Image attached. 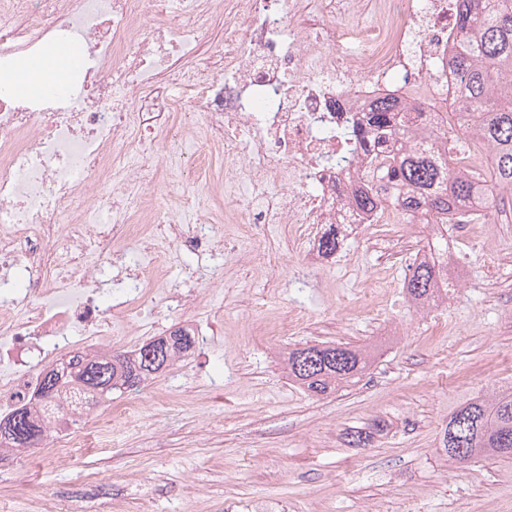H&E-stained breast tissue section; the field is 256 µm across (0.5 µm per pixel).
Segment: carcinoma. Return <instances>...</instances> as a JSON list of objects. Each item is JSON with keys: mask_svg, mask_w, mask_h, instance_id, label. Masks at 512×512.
Returning a JSON list of instances; mask_svg holds the SVG:
<instances>
[{"mask_svg": "<svg viewBox=\"0 0 512 512\" xmlns=\"http://www.w3.org/2000/svg\"><path fill=\"white\" fill-rule=\"evenodd\" d=\"M459 8L452 80L464 86L461 101L452 106L482 113L479 135L492 149L490 169L492 186L512 188V0H457ZM411 113L400 107L397 98H377L366 127L355 133L359 148L371 146L387 154L392 162L385 166L384 177L404 189L394 200L408 224H434L424 249L427 259L418 264L407 280L406 291L416 303L428 305L448 295L449 283L441 279L448 259V229L453 216L464 214L480 191L463 170L447 166L448 131L432 135L433 143L419 149L405 136L412 125ZM377 198L357 189L351 191L348 205L358 215L373 212ZM339 247L335 227H330L318 243V252L334 254ZM168 346L151 354L138 348L133 352L106 353L73 357L53 366L63 383L83 395L86 409L112 401V392L131 391L164 371L180 354L190 350L194 337L182 329L158 338ZM369 359L360 348L344 344L295 347L288 352V376L311 396L321 397L355 384L368 368ZM69 400L68 389L56 392L39 406L29 407L32 419H21L15 429L23 435L37 428L35 442L41 443L51 429L49 419L58 416L59 400ZM442 451L453 462L472 459L512 461V393L475 396L459 404L450 414L442 438Z\"/></svg>", "mask_w": 512, "mask_h": 512, "instance_id": "cac0c4a2", "label": "carcinoma"}]
</instances>
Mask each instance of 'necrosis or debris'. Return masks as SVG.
Instances as JSON below:
<instances>
[{
    "label": "necrosis or debris",
    "instance_id": "necrosis-or-debris-1",
    "mask_svg": "<svg viewBox=\"0 0 512 512\" xmlns=\"http://www.w3.org/2000/svg\"><path fill=\"white\" fill-rule=\"evenodd\" d=\"M216 10L224 54L202 61L187 23ZM456 28L455 0H0V410L32 402L40 367L74 344L130 346L142 303H169L165 261L130 275L127 299L100 288L92 260L136 243L212 252L236 224L274 266L270 225L306 238L350 223L342 198L376 190L386 159L349 156L339 132L385 91L415 107L417 142L453 127L467 146L453 167L481 175L486 144L448 111ZM51 41L78 45L81 64L59 92L19 93ZM185 109L198 158H224L190 190L180 157L160 154ZM159 181L173 191L163 206L147 196ZM108 432L82 419L40 452L66 460Z\"/></svg>",
    "mask_w": 512,
    "mask_h": 512
}]
</instances>
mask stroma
<instances>
[{"label":"stroma","instance_id":"1","mask_svg":"<svg viewBox=\"0 0 512 512\" xmlns=\"http://www.w3.org/2000/svg\"><path fill=\"white\" fill-rule=\"evenodd\" d=\"M400 230L375 246L354 230L312 278L304 246L279 225L273 283L235 225L210 255L167 247L168 285L196 272L195 316L213 336L138 390L113 393L142 413L114 424L107 443L63 462L24 450L25 490L0 483V512H29L27 493L55 488L113 497L128 512H253L264 495L285 512H512V463L458 464L440 450L459 403L512 389V206L478 236L449 230L456 291L435 306L410 300L401 257L430 229ZM296 309L309 316L303 329L268 335ZM317 342L366 347L360 382L316 398L290 381L288 350ZM357 430L369 444L351 443Z\"/></svg>","mask_w":512,"mask_h":512}]
</instances>
